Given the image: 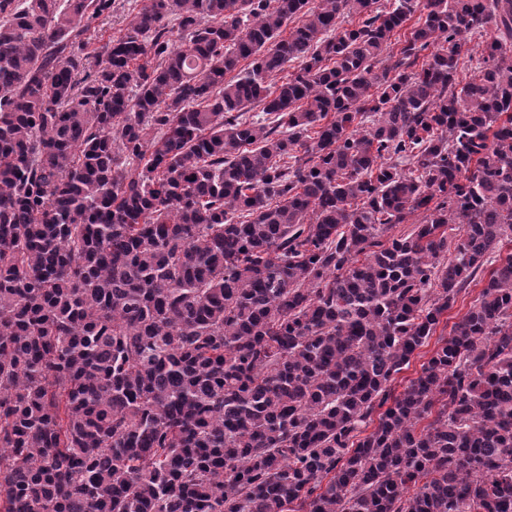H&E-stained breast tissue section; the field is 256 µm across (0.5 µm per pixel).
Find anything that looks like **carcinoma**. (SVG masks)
<instances>
[{
    "mask_svg": "<svg viewBox=\"0 0 512 512\" xmlns=\"http://www.w3.org/2000/svg\"><path fill=\"white\" fill-rule=\"evenodd\" d=\"M378 2L0 0V512H512V0ZM135 13L136 10L132 13H127L126 11L124 14H119L106 20H98L93 23L87 34V37H90L87 51H92L93 49L100 50V48L108 42L110 37L114 38L123 33V30ZM483 40L484 38L475 35L462 46L461 56L464 57L466 66L463 74L460 76L463 78L466 76V80L470 79L477 73L476 67L481 61L484 48V45L481 43ZM438 336H433L428 346H424L417 350L414 356L411 358L410 364L406 366L400 373H398L395 378L394 386H396L398 391L402 390V385L408 379L417 377L418 373L421 372L422 364L427 361L430 356V352L434 349L436 339Z\"/></svg>",
    "mask_w": 512,
    "mask_h": 512,
    "instance_id": "cac0c4a2",
    "label": "carcinoma"
}]
</instances>
